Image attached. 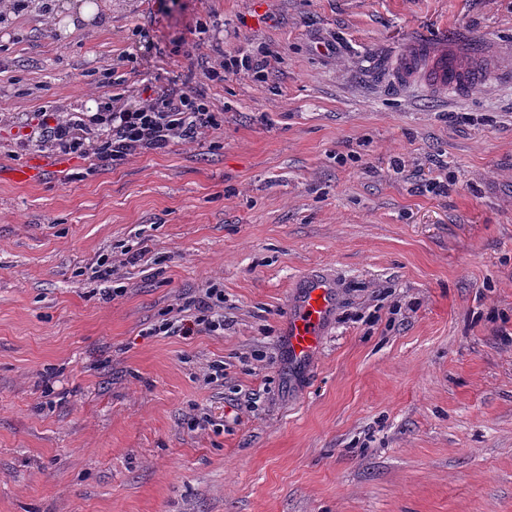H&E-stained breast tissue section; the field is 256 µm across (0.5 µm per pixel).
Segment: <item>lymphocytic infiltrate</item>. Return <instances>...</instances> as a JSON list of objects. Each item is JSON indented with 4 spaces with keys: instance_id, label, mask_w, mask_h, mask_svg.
Returning a JSON list of instances; mask_svg holds the SVG:
<instances>
[{
    "instance_id": "f902f5d3",
    "label": "lymphocytic infiltrate",
    "mask_w": 512,
    "mask_h": 512,
    "mask_svg": "<svg viewBox=\"0 0 512 512\" xmlns=\"http://www.w3.org/2000/svg\"><path fill=\"white\" fill-rule=\"evenodd\" d=\"M194 45L197 72L169 78L160 89H143L137 100L125 102L123 94L110 95L94 112H60L47 104L27 116L16 146L31 147L54 156H78L119 166L134 156L159 153L171 146L194 147L224 125L210 107L209 84L226 73L264 75L269 61L252 44L225 53L223 31L217 21L201 22ZM224 291L215 286L179 305L169 322L155 335H223Z\"/></svg>"
}]
</instances>
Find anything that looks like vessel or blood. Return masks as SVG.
I'll return each instance as SVG.
<instances>
[{
    "label": "vessel or blood",
    "instance_id": "1",
    "mask_svg": "<svg viewBox=\"0 0 512 512\" xmlns=\"http://www.w3.org/2000/svg\"><path fill=\"white\" fill-rule=\"evenodd\" d=\"M386 68L399 85L461 96L473 87L512 74V56L506 58L498 50L476 49L461 42L418 39L391 57ZM334 305L330 282L318 276L305 282L288 318V354L293 362H305L316 352Z\"/></svg>",
    "mask_w": 512,
    "mask_h": 512
}]
</instances>
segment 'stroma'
I'll use <instances>...</instances> for the list:
<instances>
[{
  "label": "stroma",
  "mask_w": 512,
  "mask_h": 512,
  "mask_svg": "<svg viewBox=\"0 0 512 512\" xmlns=\"http://www.w3.org/2000/svg\"><path fill=\"white\" fill-rule=\"evenodd\" d=\"M92 6L56 40L33 14L0 33V113L187 74L211 13L272 68L211 83L201 145L117 167L16 157L0 128V512H512V82L450 100L384 69L417 38L512 52V0ZM140 241L125 294H95ZM314 271L336 312L298 368ZM212 283L223 335H152ZM150 252L148 245H143L138 250L129 255V252L123 254L126 256L125 258L118 260V265L113 264L111 262L102 261L100 263H96L95 267H92V272L90 275L91 283L96 287L105 283H112V275H114L119 267H126L128 264H135L138 260H141L142 257H145L146 254ZM95 287V288H96Z\"/></svg>",
  "instance_id": "35a3bbf8"
}]
</instances>
